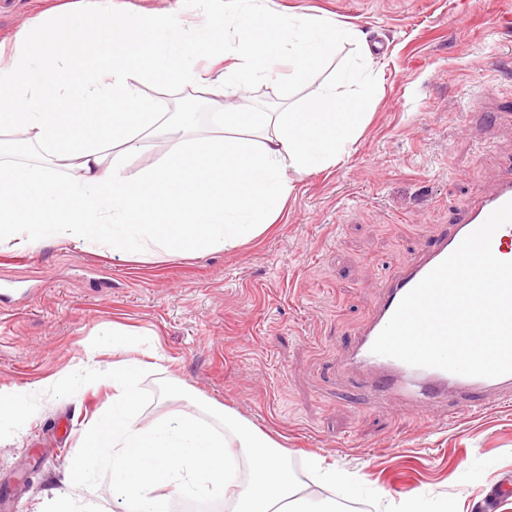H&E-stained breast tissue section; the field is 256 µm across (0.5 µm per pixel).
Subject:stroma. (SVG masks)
I'll list each match as a JSON object with an SVG mask.
<instances>
[{
  "label": "stroma",
  "instance_id": "obj_1",
  "mask_svg": "<svg viewBox=\"0 0 512 512\" xmlns=\"http://www.w3.org/2000/svg\"><path fill=\"white\" fill-rule=\"evenodd\" d=\"M59 0H0V41ZM124 15L176 10L185 28L223 27L233 0H113ZM271 11L357 27L371 53L368 121L335 166L294 176L274 226L257 239L195 257L146 263L60 238L34 250L0 245V388L43 395L24 424L0 430V494L16 512H113L112 472L76 486L66 472L112 400L105 380L65 385L94 329L155 332L141 371L139 418L177 410L208 419L225 406L290 452L355 476L350 512L407 494L455 512H512V404L476 414L441 405L426 416L370 403L341 376L380 301L382 269L407 266L450 220L512 168V0H269ZM344 42L302 80L257 82L249 104L284 110L358 64ZM179 71L138 92L179 111Z\"/></svg>",
  "mask_w": 512,
  "mask_h": 512
}]
</instances>
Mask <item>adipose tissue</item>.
<instances>
[{
  "mask_svg": "<svg viewBox=\"0 0 512 512\" xmlns=\"http://www.w3.org/2000/svg\"><path fill=\"white\" fill-rule=\"evenodd\" d=\"M257 0H234V24L217 35L207 23L187 34L174 11L117 17L99 0L94 17L57 7L26 27L19 47L0 61V134L22 136L46 152L38 170L0 161V242L37 247L58 236L99 237L111 225L112 252L125 260L186 256L248 243L280 217L294 184L336 165L367 120L365 100L329 84L283 112L238 105L252 83L280 80L273 64L292 60L301 77L341 41L360 31L311 17L268 16L257 23ZM223 49L233 64L210 75L186 59ZM67 57L68 67L55 61ZM184 62V84L211 96L214 135L172 139L163 163L124 172L143 137L187 124L186 113L159 111L131 85L134 71L165 83ZM90 101L110 104L89 112ZM141 363L113 362L112 401L83 437L71 478L81 483L112 468V497L136 512H169L173 496L223 501L226 512H337L335 498L302 495L288 451L233 410L214 423L177 411L140 422Z\"/></svg>",
  "mask_w": 512,
  "mask_h": 512,
  "instance_id": "1",
  "label": "adipose tissue"
}]
</instances>
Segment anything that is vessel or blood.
<instances>
[{"label":"vessel or blood","instance_id":"obj_1","mask_svg":"<svg viewBox=\"0 0 512 512\" xmlns=\"http://www.w3.org/2000/svg\"><path fill=\"white\" fill-rule=\"evenodd\" d=\"M512 201V175L503 179L498 190L482 200L460 223L448 225L441 238L420 258L402 271L382 277L381 301L368 326L352 347L350 365L368 367L375 375L370 390L393 395L406 392L414 407L426 409L439 401L452 399L457 407H483L491 399L512 400V374L495 378L468 377L435 368L410 366L398 359L373 354L371 347L401 299L435 266L450 255L489 215Z\"/></svg>","mask_w":512,"mask_h":512}]
</instances>
